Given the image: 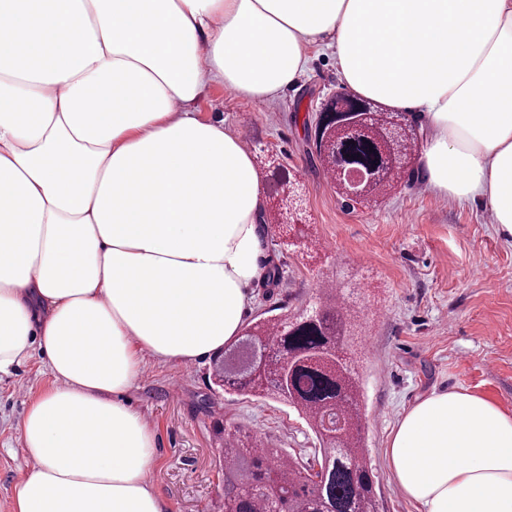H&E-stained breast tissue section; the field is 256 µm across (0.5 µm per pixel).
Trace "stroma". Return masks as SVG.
I'll return each instance as SVG.
<instances>
[{"instance_id":"stroma-1","label":"stroma","mask_w":512,"mask_h":512,"mask_svg":"<svg viewBox=\"0 0 512 512\" xmlns=\"http://www.w3.org/2000/svg\"><path fill=\"white\" fill-rule=\"evenodd\" d=\"M301 84L280 100L256 104L210 85L202 119L223 120L241 134L264 178L287 170L298 200L287 212L266 209L261 258L280 267L276 286L257 285L251 319L294 312L322 281L358 284L356 368L361 385L365 455L378 512H418L399 488L386 456L405 412L432 392L463 389L512 413V243L496 232L488 209L462 205L406 174L387 194L352 201L337 190L310 145L305 119L339 91L329 53L311 48ZM306 227L311 249L284 246L290 226ZM211 362L189 365L145 357L128 403L153 430L158 464L149 483L172 512H220L224 481L213 424L257 432L270 446L313 457L317 440L282 400L218 391ZM52 379L35 357L0 374V512L31 468L22 421Z\"/></svg>"}]
</instances>
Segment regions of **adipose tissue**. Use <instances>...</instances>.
Returning <instances> with one entry per match:
<instances>
[{
    "instance_id": "adipose-tissue-1",
    "label": "adipose tissue",
    "mask_w": 512,
    "mask_h": 512,
    "mask_svg": "<svg viewBox=\"0 0 512 512\" xmlns=\"http://www.w3.org/2000/svg\"><path fill=\"white\" fill-rule=\"evenodd\" d=\"M311 46L410 112L426 184L512 238V0H0V373L38 352L52 378L11 512H169L123 396L145 355L239 336L266 275L263 176L196 106L212 82L279 98ZM387 458L419 512H512V413L489 399L430 395Z\"/></svg>"
}]
</instances>
